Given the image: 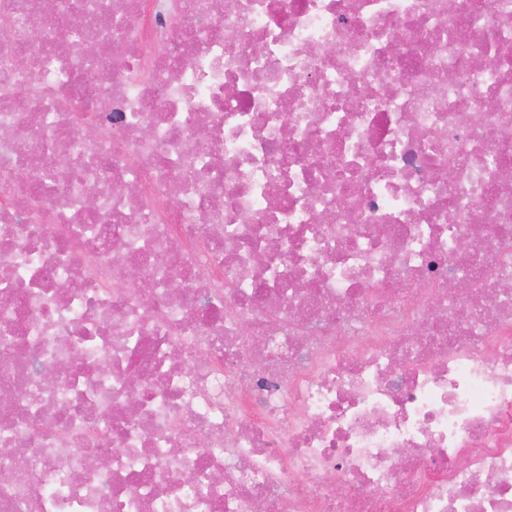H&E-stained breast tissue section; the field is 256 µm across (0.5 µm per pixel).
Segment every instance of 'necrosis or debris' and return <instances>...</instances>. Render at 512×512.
Masks as SVG:
<instances>
[{
  "mask_svg": "<svg viewBox=\"0 0 512 512\" xmlns=\"http://www.w3.org/2000/svg\"><path fill=\"white\" fill-rule=\"evenodd\" d=\"M46 1L0 0V512H512V0Z\"/></svg>",
  "mask_w": 512,
  "mask_h": 512,
  "instance_id": "obj_1",
  "label": "necrosis or debris"
}]
</instances>
